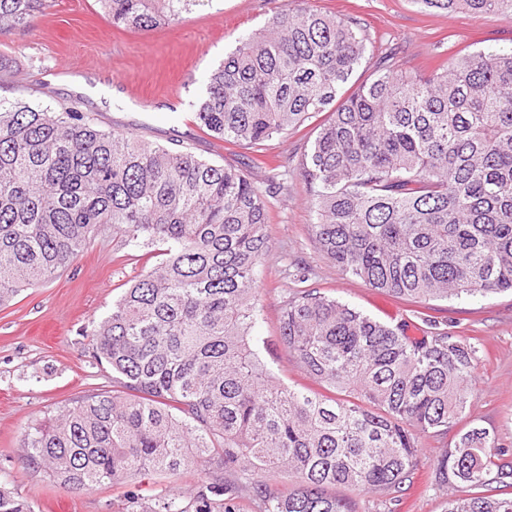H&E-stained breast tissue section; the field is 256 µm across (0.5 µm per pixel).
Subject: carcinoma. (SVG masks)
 I'll list each match as a JSON object with an SVG mask.
<instances>
[{
  "label": "carcinoma",
  "instance_id": "obj_1",
  "mask_svg": "<svg viewBox=\"0 0 512 512\" xmlns=\"http://www.w3.org/2000/svg\"><path fill=\"white\" fill-rule=\"evenodd\" d=\"M207 0H98L116 27L177 22ZM424 10L512 15V0H414ZM47 0H0L25 27ZM368 37L351 17L282 0L208 78L194 119L259 152L307 122L301 170L317 249L401 301L512 291V49L451 56L425 71L397 49L350 81ZM259 179L174 147L99 128L62 107L0 96V306L69 266L96 239L159 261L91 332L118 388L71 403L26 432L25 461L74 489L177 476L192 493L131 495L126 512H356L351 488L397 501L418 439L464 414L477 348L445 330L410 336L321 292L284 296L280 341L317 389L280 383L255 334L271 199ZM470 426L434 464L444 512H512V465ZM288 477L283 487L274 475ZM0 512H32L0 488Z\"/></svg>",
  "mask_w": 512,
  "mask_h": 512
}]
</instances>
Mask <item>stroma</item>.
<instances>
[{
  "mask_svg": "<svg viewBox=\"0 0 512 512\" xmlns=\"http://www.w3.org/2000/svg\"><path fill=\"white\" fill-rule=\"evenodd\" d=\"M314 7L360 20L368 52L355 83L370 79L377 57L396 47L412 65L436 53L463 55L512 46V17L458 12L428 15L413 0H311ZM279 0H212L174 25L151 30L118 28L97 0H48L45 13L24 28L0 31V57L16 73L9 97L54 108L74 106L105 129L167 145L180 140L197 156L220 165L270 170L288 162L287 188L271 211V252L260 283L263 320L257 331L272 343L275 376L289 385L310 381L279 340L280 302L298 288V269L307 285L370 317L407 321L418 336L427 320L475 343L479 361L472 396L460 425L419 440L421 466L414 484L392 507L356 496L358 512H442L445 494L432 481L433 463L453 445L461 427L494 431L512 462V293L408 305L347 275L315 247L316 218L300 162L315 137L306 127L252 152L219 140L193 125L190 116L206 82L244 35L261 29ZM89 78L111 87V97L74 90L71 79ZM149 265L143 248H115L111 236L97 238L65 269L22 292L0 309V487L26 501L32 512H125L130 495L151 497L191 492L206 478L203 468L176 478L96 485L83 490L50 483L43 471L21 458L28 427L73 400L111 389L112 372L97 364L89 331Z\"/></svg>",
  "mask_w": 512,
  "mask_h": 512,
  "instance_id": "1",
  "label": "stroma"
}]
</instances>
